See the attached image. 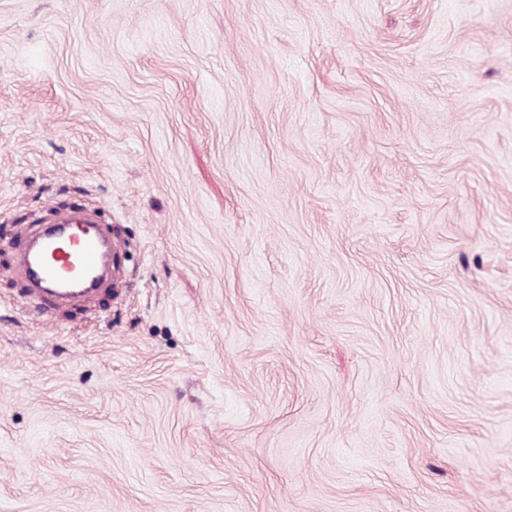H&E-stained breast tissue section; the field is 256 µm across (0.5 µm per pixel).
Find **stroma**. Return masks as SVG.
<instances>
[{"label":"stroma","instance_id":"35a3bbf8","mask_svg":"<svg viewBox=\"0 0 512 512\" xmlns=\"http://www.w3.org/2000/svg\"><path fill=\"white\" fill-rule=\"evenodd\" d=\"M0 512H512V0H0ZM70 224H81L77 235ZM104 237L84 210L72 211L26 238L17 253V266L32 297L58 305L92 301L112 255Z\"/></svg>","mask_w":512,"mask_h":512}]
</instances>
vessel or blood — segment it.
<instances>
[{
	"label": "vessel or blood",
	"mask_w": 512,
	"mask_h": 512,
	"mask_svg": "<svg viewBox=\"0 0 512 512\" xmlns=\"http://www.w3.org/2000/svg\"><path fill=\"white\" fill-rule=\"evenodd\" d=\"M104 237L84 211H72L26 238L17 266L35 299L64 304L92 301L112 255Z\"/></svg>",
	"instance_id": "1"
}]
</instances>
